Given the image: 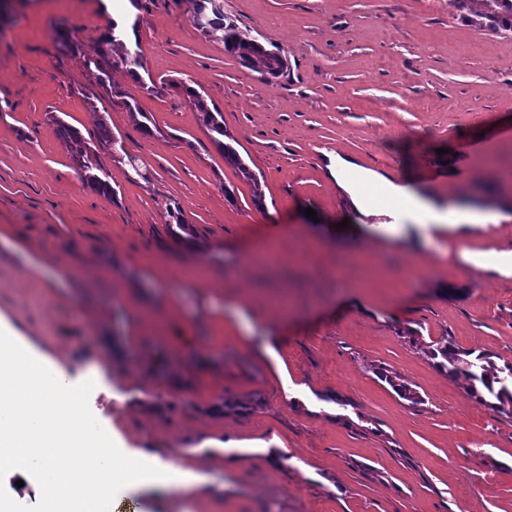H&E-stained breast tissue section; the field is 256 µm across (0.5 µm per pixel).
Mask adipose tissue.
<instances>
[{
	"instance_id": "obj_1",
	"label": "adipose tissue",
	"mask_w": 512,
	"mask_h": 512,
	"mask_svg": "<svg viewBox=\"0 0 512 512\" xmlns=\"http://www.w3.org/2000/svg\"><path fill=\"white\" fill-rule=\"evenodd\" d=\"M392 205H412L413 223L495 224V214L415 205L412 188L381 182ZM67 375L12 341L0 337V472L18 480L15 500L36 503L39 512H82L84 505L111 503L132 477L123 454L94 433V422L81 416L76 397L54 400L66 389Z\"/></svg>"
}]
</instances>
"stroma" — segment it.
<instances>
[{
	"label": "stroma",
	"mask_w": 512,
	"mask_h": 512,
	"mask_svg": "<svg viewBox=\"0 0 512 512\" xmlns=\"http://www.w3.org/2000/svg\"><path fill=\"white\" fill-rule=\"evenodd\" d=\"M129 10L13 0L0 14V325L65 368L81 411L144 451L139 468L185 471L169 489L124 485L112 512H512V419L425 353L449 338L512 363V37L449 17L448 0H224L288 59L264 81L195 28L191 0H143L149 73L223 113L253 183L182 91L113 72L151 136L84 102L89 78L56 32L89 50ZM62 114L89 139L106 123L150 178L104 152L114 196L83 186ZM338 158L357 176L337 182ZM372 174L504 219L358 212ZM169 86L180 88L186 94L189 102L193 105L194 109L199 113V121L201 126L208 133L211 142L216 148L224 155V161L238 169L241 175L248 181L257 182L258 178L256 173L244 162L240 153L229 143L224 141L227 136L224 130V118L221 112H214L208 106L203 96L193 87L187 85L185 82L168 83ZM375 373L382 380L386 381L401 398L408 400L413 404H417L421 401L417 392L413 391L395 373L389 372L383 367L377 368Z\"/></svg>",
	"instance_id": "stroma-1"
}]
</instances>
